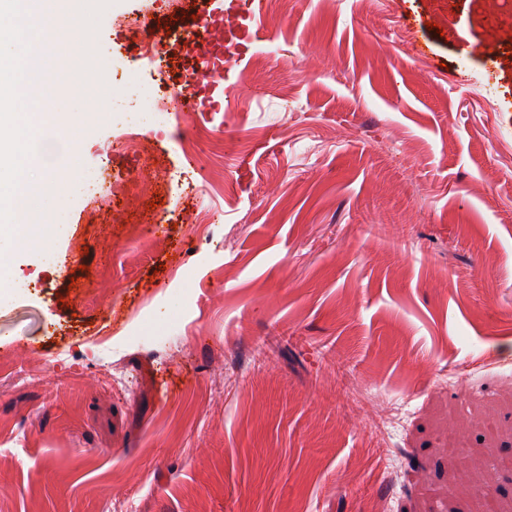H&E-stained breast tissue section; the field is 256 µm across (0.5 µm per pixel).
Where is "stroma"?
I'll use <instances>...</instances> for the list:
<instances>
[{"label":"stroma","mask_w":512,"mask_h":512,"mask_svg":"<svg viewBox=\"0 0 512 512\" xmlns=\"http://www.w3.org/2000/svg\"><path fill=\"white\" fill-rule=\"evenodd\" d=\"M217 3L114 0L104 85L176 87L126 22ZM257 26L204 111L143 118L156 206L125 113L62 75L57 111H104L37 125V166L75 142L102 181L11 256L0 512H512V0H265Z\"/></svg>","instance_id":"obj_1"}]
</instances>
